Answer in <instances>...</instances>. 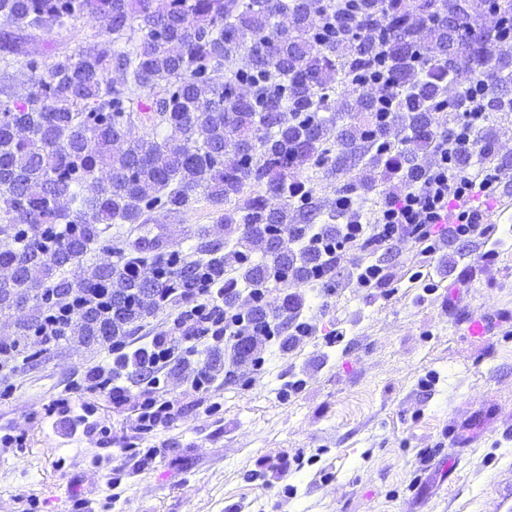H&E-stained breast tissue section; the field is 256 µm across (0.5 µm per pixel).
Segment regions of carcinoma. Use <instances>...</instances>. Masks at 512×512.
I'll use <instances>...</instances> for the list:
<instances>
[{
  "label": "carcinoma",
  "mask_w": 512,
  "mask_h": 512,
  "mask_svg": "<svg viewBox=\"0 0 512 512\" xmlns=\"http://www.w3.org/2000/svg\"><path fill=\"white\" fill-rule=\"evenodd\" d=\"M401 2L352 0L338 14L331 0H0V315L42 290L62 304L97 288L107 311L80 309L75 333L106 345L203 282L230 303L245 286L306 283L322 255L296 241L324 204L296 173L338 179L361 166L391 190L412 188L443 108L466 107L472 86L512 66L493 27L473 48L469 30L485 25L475 0H416L409 11ZM330 20L351 34L372 21L381 43L315 40ZM82 22L100 31L71 50L40 44ZM379 66L391 75L385 122L376 99L350 100L354 77ZM338 99L355 111L347 123ZM484 107L512 112L508 86ZM393 138L410 145L406 156L380 147ZM480 157L512 167L493 133ZM201 200L224 236L204 234L180 255L163 251L162 234H143L79 282L61 275L112 225L142 228L156 209L178 214ZM338 217L320 225L323 239H336ZM147 263L150 280L131 272ZM303 305L290 293L245 317L293 318Z\"/></svg>",
  "instance_id": "carcinoma-1"
}]
</instances>
